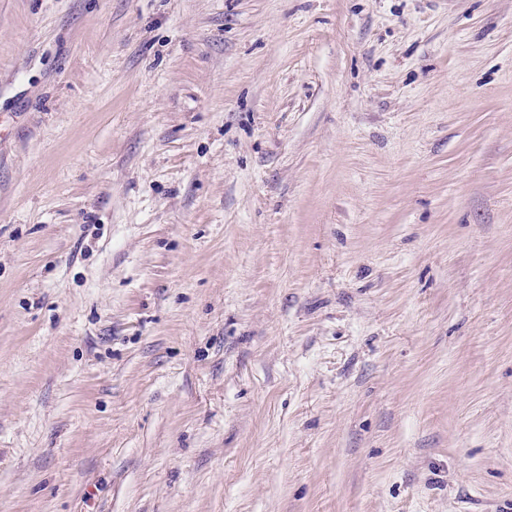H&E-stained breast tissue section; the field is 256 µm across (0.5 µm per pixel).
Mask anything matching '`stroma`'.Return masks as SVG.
Instances as JSON below:
<instances>
[{
  "instance_id": "stroma-1",
  "label": "stroma",
  "mask_w": 512,
  "mask_h": 512,
  "mask_svg": "<svg viewBox=\"0 0 512 512\" xmlns=\"http://www.w3.org/2000/svg\"><path fill=\"white\" fill-rule=\"evenodd\" d=\"M0 512H512V0H0Z\"/></svg>"
}]
</instances>
